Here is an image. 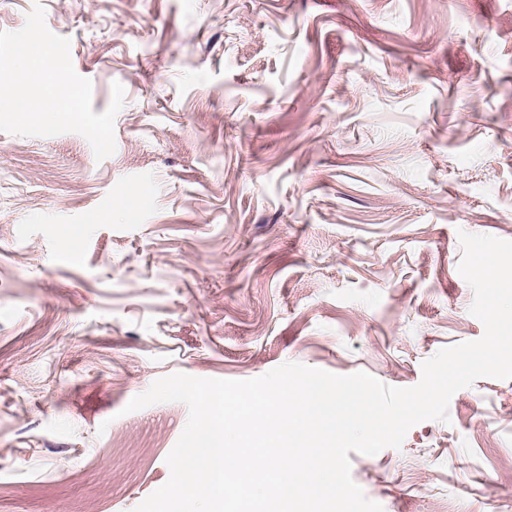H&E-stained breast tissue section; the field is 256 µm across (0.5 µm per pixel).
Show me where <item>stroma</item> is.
I'll return each instance as SVG.
<instances>
[{
	"mask_svg": "<svg viewBox=\"0 0 512 512\" xmlns=\"http://www.w3.org/2000/svg\"><path fill=\"white\" fill-rule=\"evenodd\" d=\"M41 2L116 148L0 132V512H134L175 372L412 387L479 339L459 232L512 240V0ZM349 452L383 512H512V379Z\"/></svg>",
	"mask_w": 512,
	"mask_h": 512,
	"instance_id": "1",
	"label": "stroma"
}]
</instances>
